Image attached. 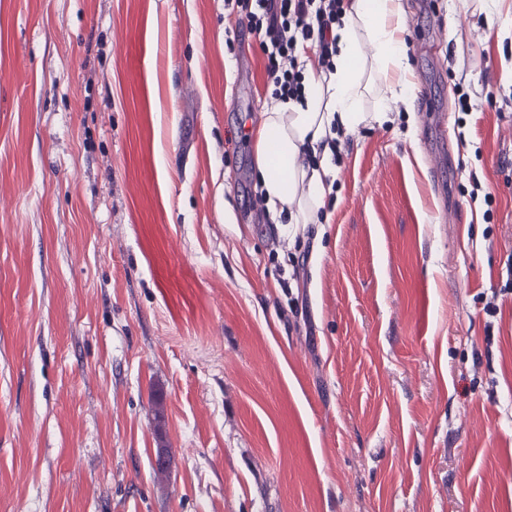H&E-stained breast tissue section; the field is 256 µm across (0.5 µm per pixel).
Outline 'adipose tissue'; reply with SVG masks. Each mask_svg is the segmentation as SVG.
Here are the masks:
<instances>
[{"label":"adipose tissue","mask_w":512,"mask_h":512,"mask_svg":"<svg viewBox=\"0 0 512 512\" xmlns=\"http://www.w3.org/2000/svg\"><path fill=\"white\" fill-rule=\"evenodd\" d=\"M406 18L399 0H349L336 31L333 69L308 67L300 100L267 104L254 134L260 191L268 215L286 224H316L333 190L330 134L344 136L360 126L387 120L409 106L406 89L391 90L376 111L363 109L375 82L406 71Z\"/></svg>","instance_id":"adipose-tissue-1"}]
</instances>
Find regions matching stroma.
<instances>
[{"label":"stroma","instance_id":"obj_1","mask_svg":"<svg viewBox=\"0 0 512 512\" xmlns=\"http://www.w3.org/2000/svg\"><path fill=\"white\" fill-rule=\"evenodd\" d=\"M402 4L290 232L243 15L0 0V512H512V0Z\"/></svg>","mask_w":512,"mask_h":512}]
</instances>
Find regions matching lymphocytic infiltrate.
I'll list each match as a JSON object with an SVG mask.
<instances>
[{"instance_id": "obj_1", "label": "lymphocytic infiltrate", "mask_w": 512, "mask_h": 512, "mask_svg": "<svg viewBox=\"0 0 512 512\" xmlns=\"http://www.w3.org/2000/svg\"><path fill=\"white\" fill-rule=\"evenodd\" d=\"M244 13L248 29L268 60L267 76L281 99H298L303 90L300 46L315 48L318 64L331 70L336 53L334 30L344 0H225Z\"/></svg>"}]
</instances>
